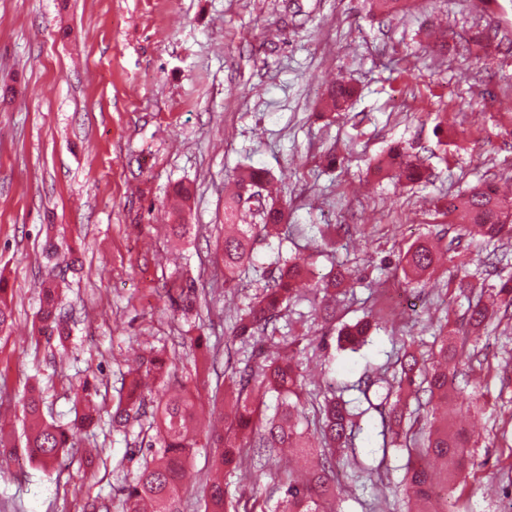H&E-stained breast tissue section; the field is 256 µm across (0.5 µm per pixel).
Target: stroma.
Instances as JSON below:
<instances>
[{
    "instance_id": "obj_1",
    "label": "stroma",
    "mask_w": 512,
    "mask_h": 512,
    "mask_svg": "<svg viewBox=\"0 0 512 512\" xmlns=\"http://www.w3.org/2000/svg\"><path fill=\"white\" fill-rule=\"evenodd\" d=\"M498 31L478 55H437L436 37ZM357 91L346 112L326 116L328 83ZM396 146L423 164L426 182L374 177L370 165ZM334 164H327V157ZM267 169L287 211L277 238L258 242L256 263L236 288L224 285L220 246L224 192L245 166ZM512 188V0H409L390 17L370 0H0V278L14 292L13 325L0 335L9 391L0 413L22 431L18 399L42 390L45 417H75V392L95 379L107 412L132 359L163 350L189 387L213 390L215 373H195L196 337L248 359L234 340L240 310L260 293L277 253L302 255L310 275L276 324L295 331L321 363L314 385L336 382L348 399L366 364L400 354L390 325L412 351L428 355L437 324L468 307L458 281L496 284L512 272V239L502 260L479 234L461 243L464 264L406 282L396 254L428 232L453 236L442 210L449 194L483 179ZM192 188V230L179 248L164 234L175 183ZM336 225V245L320 231ZM78 257L61 304L71 338L35 339L39 283L53 263L46 244ZM354 276L334 321L317 320L312 290L332 264ZM195 280L202 311L173 315L165 290ZM385 325L358 352L336 346L342 324L366 314ZM512 327L466 342L456 368L472 378L452 400L479 410L478 464L458 485L460 512H505L512 490ZM129 435L108 422L95 431L102 453L73 454L41 469L12 464L0 473V512H119L111 496L142 459ZM381 415L372 410L354 443L361 468L337 456L336 512H403L405 454H382ZM380 476H372L373 466Z\"/></svg>"
}]
</instances>
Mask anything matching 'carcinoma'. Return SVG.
Wrapping results in <instances>:
<instances>
[{
  "label": "carcinoma",
  "instance_id": "obj_1",
  "mask_svg": "<svg viewBox=\"0 0 512 512\" xmlns=\"http://www.w3.org/2000/svg\"><path fill=\"white\" fill-rule=\"evenodd\" d=\"M355 95L346 84H336L327 90L325 105L332 112H343ZM395 170L396 175L412 184L422 181V165L404 148L394 149L378 161L375 170L382 173ZM269 183L268 172L254 166L239 169L233 179L234 191L224 200V287H238L239 277L253 266L254 243L259 237L278 235L281 215L269 204L262 210L260 224H248L252 209L246 203L251 192ZM190 191L184 186L175 189L172 216L173 233L184 237L189 225L184 223ZM512 200L502 198L494 185L482 183L462 196L448 197L445 214L448 223L457 227L458 236L469 235V226L480 228L486 243L512 238V225L507 223V210ZM455 263L460 258L453 247L444 250L435 245L434 238L416 239L399 252L395 268L412 281L435 268L443 259ZM276 274L270 277L262 292L238 314L233 334L251 338L265 333L275 325L283 311L296 298L294 284L306 277L307 261L301 256H277ZM352 279L349 269L339 265L330 270L323 281L324 296L336 299V290ZM170 309L187 317L193 312L198 298L195 281L189 280L167 290ZM480 293L470 304L462 326L477 334L487 329L492 317L512 318V275L499 278L491 287L492 303ZM13 323L8 303V291L0 288V334ZM378 325L374 318H364L346 324L338 331V347L356 350ZM37 335L55 337L64 343L69 337L66 320L59 303V283L47 277L40 283ZM301 336H283L279 343L288 354L273 359L260 368L250 364L242 367L226 357L225 373L233 389L229 410H224V394L215 388L203 398L182 382L168 397L146 409L148 381H167L170 375L168 358L151 352L138 358L128 371L127 390L120 395L112 411L111 426L127 428L130 422L151 415L155 434L147 444L148 458L144 459L136 477L120 488L122 512H176L175 504L183 490L182 479L195 448L201 439L213 449L210 465L202 487L203 512H336V453L353 449L352 440L360 429L361 414L350 408L343 399L344 389L328 386L322 402L313 416L304 411L307 391L296 358L302 349ZM458 337L439 329L434 337V352L430 365L422 364L412 352L406 351L393 366L399 395L390 406L396 412L403 395L428 394L430 409L415 418L404 433L390 430L387 446L398 445L405 439L407 451L406 512H454L451 502L456 482L477 466L474 445L467 430L448 418L450 392L459 386V374L451 367L457 351ZM389 364L369 369L365 388L360 390L366 402H371L367 388L374 384L371 375L389 369ZM274 397L278 406L267 413L266 397ZM97 384L84 381L80 395L82 415L68 423L49 421L42 415V396L32 387L24 392L20 403L24 426L22 453L28 462L44 469L55 466L67 457L75 441L87 434L94 425L99 408L96 402ZM287 448L301 455L310 464L309 477L303 479L292 471L267 472L275 453ZM12 433L0 423V461L16 454ZM242 468L258 476L265 474L276 483L280 493L275 506L257 496L233 497L224 487V476Z\"/></svg>",
  "mask_w": 512,
  "mask_h": 512
}]
</instances>
